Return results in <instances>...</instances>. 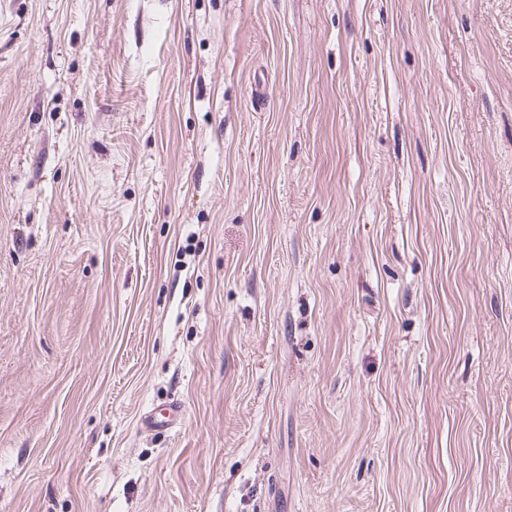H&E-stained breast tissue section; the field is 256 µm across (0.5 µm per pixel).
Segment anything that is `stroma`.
<instances>
[{
    "label": "stroma",
    "instance_id": "stroma-1",
    "mask_svg": "<svg viewBox=\"0 0 512 512\" xmlns=\"http://www.w3.org/2000/svg\"><path fill=\"white\" fill-rule=\"evenodd\" d=\"M0 512H512V0H0Z\"/></svg>",
    "mask_w": 512,
    "mask_h": 512
}]
</instances>
